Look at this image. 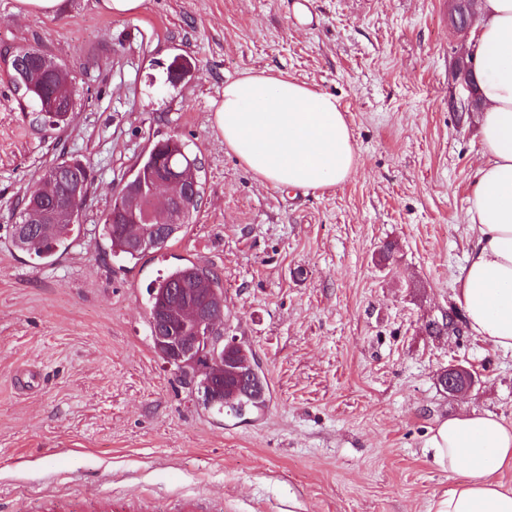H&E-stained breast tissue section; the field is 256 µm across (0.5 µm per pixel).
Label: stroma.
Listing matches in <instances>:
<instances>
[{
    "label": "stroma",
    "mask_w": 512,
    "mask_h": 512,
    "mask_svg": "<svg viewBox=\"0 0 512 512\" xmlns=\"http://www.w3.org/2000/svg\"><path fill=\"white\" fill-rule=\"evenodd\" d=\"M145 0L117 17L63 0L52 17L0 0V53L35 47L68 64L79 97L68 129L33 123L0 71V512L40 494L94 488L224 500V512H428L454 475L426 443L438 420L512 423V352L461 326L481 155L476 115L453 77L467 34L445 0ZM194 68L170 83L174 57ZM273 69L340 102L359 155L324 191L261 183L212 124L226 81ZM174 137L203 191L187 229L139 261L113 257L102 218L140 157ZM91 187L68 251L39 262L11 244L19 202L53 160ZM395 243L381 260L384 243ZM194 262L224 284L225 339L248 346L269 385L262 412L204 407L153 347L146 290ZM471 368L445 393L438 372ZM39 380L21 388L18 379ZM437 377L439 385L452 396L468 391L475 384L472 371L462 364L448 366V369L440 371Z\"/></svg>",
    "instance_id": "35a3bbf8"
}]
</instances>
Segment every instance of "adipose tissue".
Returning a JSON list of instances; mask_svg holds the SVG:
<instances>
[{"instance_id": "adipose-tissue-1", "label": "adipose tissue", "mask_w": 512, "mask_h": 512, "mask_svg": "<svg viewBox=\"0 0 512 512\" xmlns=\"http://www.w3.org/2000/svg\"><path fill=\"white\" fill-rule=\"evenodd\" d=\"M467 44L483 100L482 160L473 174L468 220L474 232L456 295L470 330L512 350V0H482ZM213 122L224 145L258 180L327 189L356 169L358 155L336 98L272 71L227 81ZM427 448L455 483L430 512H512V490L495 478L512 467V424L486 414L439 422Z\"/></svg>"}]
</instances>
